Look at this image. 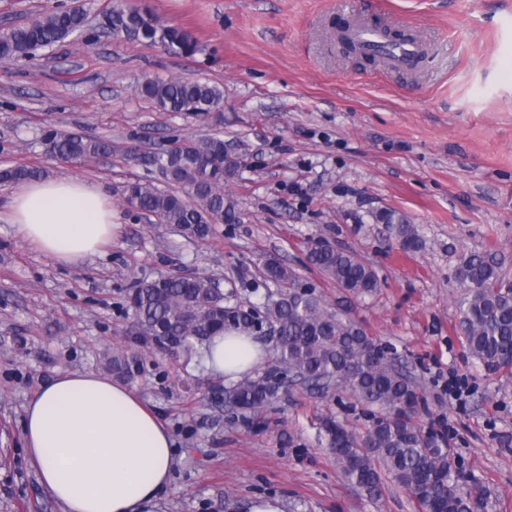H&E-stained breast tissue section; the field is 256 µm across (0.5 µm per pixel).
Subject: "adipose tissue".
<instances>
[{
  "instance_id": "adipose-tissue-1",
  "label": "adipose tissue",
  "mask_w": 512,
  "mask_h": 512,
  "mask_svg": "<svg viewBox=\"0 0 512 512\" xmlns=\"http://www.w3.org/2000/svg\"><path fill=\"white\" fill-rule=\"evenodd\" d=\"M105 196L91 181H31L11 194L8 221L22 241L76 265L120 230ZM266 356L253 337L221 334L204 348L202 364L230 382ZM22 436L41 486L62 512H163L175 469L172 436L124 384L93 372L55 374L26 405Z\"/></svg>"
}]
</instances>
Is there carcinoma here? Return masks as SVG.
I'll use <instances>...</instances> for the list:
<instances>
[{"mask_svg":"<svg viewBox=\"0 0 512 512\" xmlns=\"http://www.w3.org/2000/svg\"><path fill=\"white\" fill-rule=\"evenodd\" d=\"M103 25L115 37L187 57L199 51L189 31L162 22L129 0H119L107 11ZM87 26L84 7L58 5L27 25L1 29L0 63L81 35ZM135 91L165 112L200 117L224 109V91L200 80L146 78ZM41 140L49 152L71 164L99 159L113 150L108 139L54 127L44 129ZM122 152L126 160L153 168L164 179L161 187L136 180L121 188L124 201L153 216L156 223L173 225L183 236L199 240L210 236L213 224L239 223L237 203L224 195V183L239 176L241 163L225 151L220 133L145 151L132 144ZM41 176L37 168L8 167L0 170V183ZM376 220L394 229L404 249L420 248L418 229L404 215L386 210ZM306 259L348 294L366 296L380 288L376 271L352 252L310 250ZM455 279L464 288L459 326L467 353L488 372L512 373V282L505 280L491 255L479 252L459 258ZM271 284L277 286L276 297L264 293L261 302L245 303L237 292H224L211 278L198 274L140 279L127 295L134 335L143 343H169L188 352L220 332L253 336L266 327L279 329L273 363L224 388L227 411L264 429L282 398V372L311 397L347 392L365 407V430L357 432L325 416L319 435L348 482L377 498L383 478L389 477L412 495L422 512H472V492L459 482L445 436L425 430L417 420L425 406L424 393L395 353L340 309L301 287L296 272L276 258L266 260L262 274V287Z\"/></svg>","mask_w":512,"mask_h":512,"instance_id":"1","label":"carcinoma"}]
</instances>
